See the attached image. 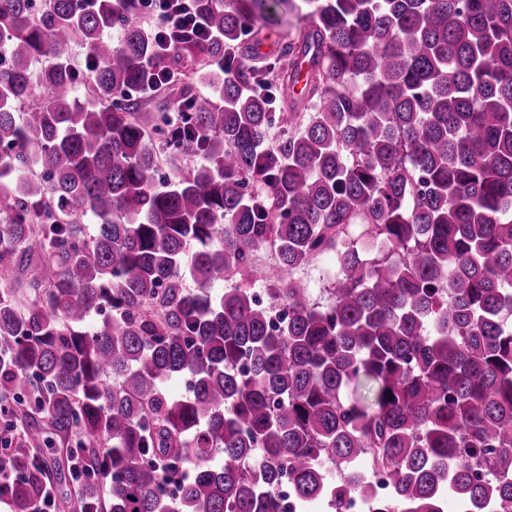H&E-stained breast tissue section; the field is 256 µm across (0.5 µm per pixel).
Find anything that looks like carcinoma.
Wrapping results in <instances>:
<instances>
[{
    "label": "carcinoma",
    "instance_id": "obj_1",
    "mask_svg": "<svg viewBox=\"0 0 512 512\" xmlns=\"http://www.w3.org/2000/svg\"><path fill=\"white\" fill-rule=\"evenodd\" d=\"M282 7L301 23L261 56ZM197 8L211 38L161 53L139 0H0V274L37 254L44 289L0 287V415L45 423L0 499L34 512L48 431L84 437L77 508L512 512V0ZM172 69L169 107L138 95ZM165 150L205 163L158 187ZM265 247L288 273L332 254V302L290 281L263 304Z\"/></svg>",
    "mask_w": 512,
    "mask_h": 512
}]
</instances>
